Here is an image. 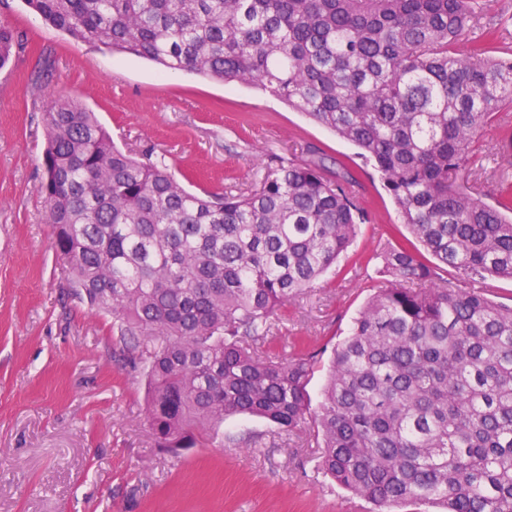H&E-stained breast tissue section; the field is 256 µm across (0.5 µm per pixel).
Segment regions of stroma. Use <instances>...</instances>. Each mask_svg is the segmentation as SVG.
Here are the masks:
<instances>
[{
	"label": "stroma",
	"instance_id": "35a3bbf8",
	"mask_svg": "<svg viewBox=\"0 0 512 512\" xmlns=\"http://www.w3.org/2000/svg\"><path fill=\"white\" fill-rule=\"evenodd\" d=\"M0 21L27 42L0 69V512H369L316 468L306 431L287 434L258 418L225 421L204 446L155 448L145 385L113 341L112 319L62 290L64 272L43 221L44 130L35 80L80 98L118 145L166 153L192 192L247 191L272 154L316 148L332 171H350L368 215L348 254L317 287L282 306L265 349L318 356L307 391L319 405L328 352L383 279L370 258L402 241L391 198L352 145L262 91L176 74L126 54L73 42L22 0H0ZM506 108L475 147L483 192L512 178L498 150Z\"/></svg>",
	"mask_w": 512,
	"mask_h": 512
}]
</instances>
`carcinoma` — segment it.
I'll return each mask as SVG.
<instances>
[{
  "label": "carcinoma",
  "mask_w": 512,
  "mask_h": 512,
  "mask_svg": "<svg viewBox=\"0 0 512 512\" xmlns=\"http://www.w3.org/2000/svg\"><path fill=\"white\" fill-rule=\"evenodd\" d=\"M24 2L76 43L303 113L375 168L419 243L374 253L386 284L334 347L313 412L314 356L259 342L366 223L352 176L312 150L270 156L247 192L193 193L166 155L121 149L79 98L38 86L65 293L112 316L156 447H201L239 415L312 424L320 469L378 512H512V307L439 273L512 280V183L485 202L474 158L512 104V57L489 54L480 0ZM24 50L0 22V68Z\"/></svg>",
  "instance_id": "carcinoma-1"
}]
</instances>
